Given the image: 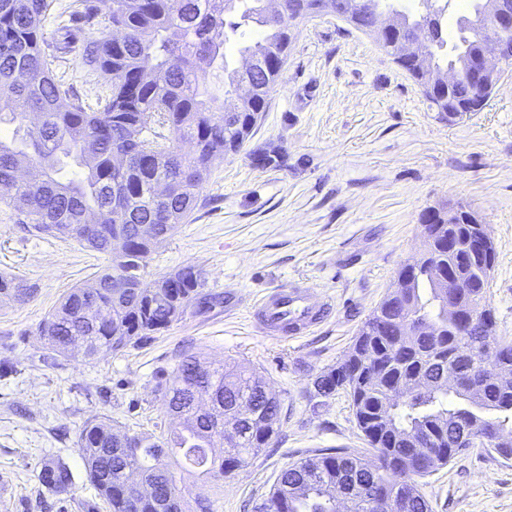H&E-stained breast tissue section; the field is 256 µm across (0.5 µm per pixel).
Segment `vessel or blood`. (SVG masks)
<instances>
[{"mask_svg":"<svg viewBox=\"0 0 512 512\" xmlns=\"http://www.w3.org/2000/svg\"><path fill=\"white\" fill-rule=\"evenodd\" d=\"M330 308L328 298L316 296L307 286L295 283L267 292L255 305L253 317L262 333L292 340L325 322Z\"/></svg>","mask_w":512,"mask_h":512,"instance_id":"b4317fda","label":"vessel or blood"}]
</instances>
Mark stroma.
Wrapping results in <instances>:
<instances>
[{"label":"stroma","instance_id":"1","mask_svg":"<svg viewBox=\"0 0 512 512\" xmlns=\"http://www.w3.org/2000/svg\"><path fill=\"white\" fill-rule=\"evenodd\" d=\"M198 197L146 271L196 266L219 303L88 360L55 353L41 326L109 258L29 233L0 195V274L34 288L25 301H0V512H84L96 502L80 429L99 416L132 435L165 434L171 419L157 381L188 350L254 368L282 404L278 435L218 481L214 512H254L294 462L364 447L349 399L317 405L314 381L343 360L398 269L418 255L427 208L459 201L480 214L496 252L488 301L499 335L512 341V78L481 111L449 122L371 38L335 15L316 16L302 26L259 125ZM297 280L330 299L331 317L299 339L263 335L254 304ZM49 460L71 468L70 493L39 486ZM424 482L432 512H512V463L479 449Z\"/></svg>","mask_w":512,"mask_h":512}]
</instances>
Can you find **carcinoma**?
<instances>
[{"label": "carcinoma", "mask_w": 512, "mask_h": 512, "mask_svg": "<svg viewBox=\"0 0 512 512\" xmlns=\"http://www.w3.org/2000/svg\"><path fill=\"white\" fill-rule=\"evenodd\" d=\"M389 0H322V9L373 38L420 85L430 107L450 112L455 105L487 99L492 88L468 80L466 66L482 48L480 32L464 29L453 60L443 53L440 20L443 0H422L425 10L398 11L399 24L381 36L373 26ZM52 0H0V100L10 105L0 123L24 131L18 144L0 140V191L26 198L28 209L17 223L30 230L74 239L111 258L94 282L64 295L48 315L43 332L60 355L81 347L93 359L118 351L168 327L184 315L187 299L202 312L210 304L204 279L191 265L163 276L145 273L146 256L186 223L198 203V188L224 155L236 153L264 112L282 80L297 24L311 0H283L280 14L268 13L267 0H77L68 23L57 22ZM255 23L263 34L243 42L239 53L259 62L256 92L224 112L240 78L227 64L224 44L244 37ZM428 23L436 40L423 44L425 68L407 52L414 32ZM56 25L62 45L46 39ZM125 31L114 42L112 29ZM74 54L82 69L99 73L94 99L56 77L55 52ZM458 75L449 89L448 70ZM220 71L224 95L209 86ZM39 116L36 127L29 117ZM192 151L184 153L180 143ZM170 188L165 198L155 184ZM448 207L427 209L423 248L413 264L397 273L364 321L344 360L318 376V396L343 391L356 423L373 450L327 453L283 470L266 501L278 512H336L331 490L349 500L350 512H372L368 491L382 487L405 497L407 512H431L420 479L448 465L463 451L461 430L471 436L488 425L512 437V342L497 334L487 290L495 248L470 246L475 235L472 209L458 205L448 222ZM101 226L97 237L84 225ZM165 231L155 241L142 238L139 225ZM453 271L466 285L463 296L448 302L439 276ZM33 292L14 277L0 276V296L20 298ZM484 321L465 327L470 311ZM106 312L109 318H101ZM501 347L488 362L487 347ZM455 387L443 384L448 374ZM254 369L238 363L212 365L184 356L171 379L161 384L165 412L179 425L169 436L130 435L106 418L85 422L77 439L88 479L110 512H212L207 493L188 501L175 468L209 483L247 466L278 433L281 404L267 399ZM236 421L235 437L224 438V420ZM438 445L435 458L422 464L414 442ZM40 485L67 494L73 485L61 461L43 464Z\"/></svg>", "instance_id": "1"}]
</instances>
